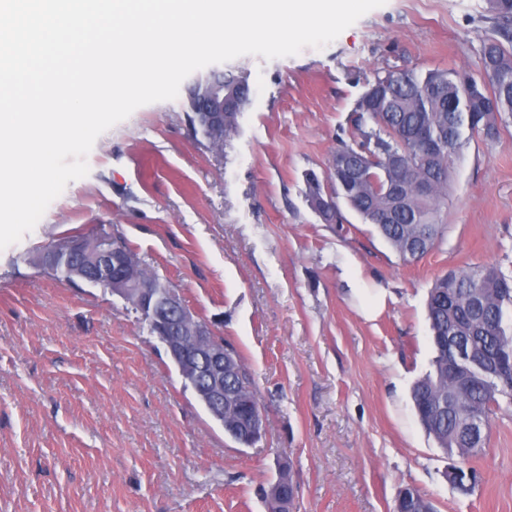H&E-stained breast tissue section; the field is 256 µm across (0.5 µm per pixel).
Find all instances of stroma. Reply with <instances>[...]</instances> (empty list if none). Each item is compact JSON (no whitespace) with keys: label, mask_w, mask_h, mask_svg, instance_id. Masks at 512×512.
I'll return each mask as SVG.
<instances>
[{"label":"stroma","mask_w":512,"mask_h":512,"mask_svg":"<svg viewBox=\"0 0 512 512\" xmlns=\"http://www.w3.org/2000/svg\"><path fill=\"white\" fill-rule=\"evenodd\" d=\"M494 29L486 0H386L324 48L224 62L250 104L221 150L193 134L183 91L102 133L88 174L0 251V512H266L259 489L284 459L295 512H394L406 487L436 512H512V405L494 409L464 494L410 396L434 357L436 278L512 276V118L452 156L443 232L416 261L349 207L324 223L306 181L356 137L367 82L477 73ZM101 232L238 352L267 416L254 445L225 434L121 298L30 262L48 238ZM375 288L386 306L368 320Z\"/></svg>","instance_id":"stroma-1"}]
</instances>
